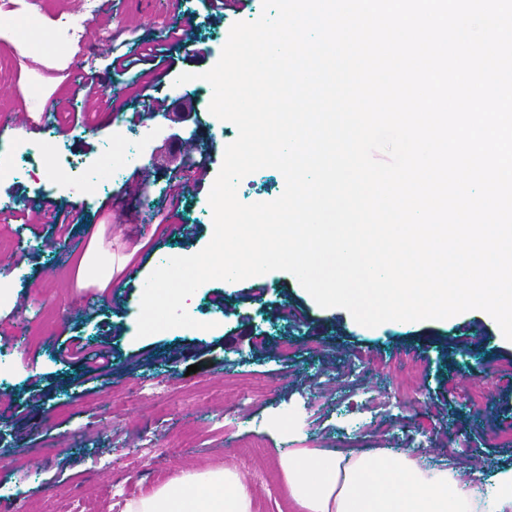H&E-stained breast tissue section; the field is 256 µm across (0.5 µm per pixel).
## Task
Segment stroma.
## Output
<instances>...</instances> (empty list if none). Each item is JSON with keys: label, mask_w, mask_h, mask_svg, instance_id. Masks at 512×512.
<instances>
[{"label": "stroma", "mask_w": 512, "mask_h": 512, "mask_svg": "<svg viewBox=\"0 0 512 512\" xmlns=\"http://www.w3.org/2000/svg\"><path fill=\"white\" fill-rule=\"evenodd\" d=\"M83 11L84 0H37L25 17L0 11V135L64 148L60 157L45 151L22 174H0V206L52 197L73 221L71 239L52 253L34 235L49 230L50 216L33 228L0 222V238L15 244L0 253L12 271L0 297V348L12 352L11 379L0 389V411H12L0 418V512H123L185 472L224 466L245 480L255 512H292L281 457L298 445L342 452L340 425L367 427L364 447L418 449L427 464H454L492 491L495 475L512 468V446L500 444L512 436V341L487 314L368 328L345 309L319 307L291 274L271 271L201 285L192 317L218 314L214 328L130 334L126 316L153 265L196 254L213 236L210 187L237 129L210 113L198 75L219 60L225 30L258 19L263 4L250 0L222 24L194 30L192 46L170 47L173 69L147 88L170 110L149 123L131 116L133 74L107 80L122 113L75 92L77 74L104 71L113 35L164 41L184 12L208 14V0H116L80 47L67 21ZM184 72L195 80L177 84ZM83 109L88 124L44 133L43 111ZM131 148L140 153L135 164L116 179L95 178L102 155ZM203 156L209 174L204 187L186 184L180 222L149 219L168 205L172 180ZM239 187L242 203L272 201L285 179L264 168ZM86 253L108 267L123 263L114 286L78 275ZM89 294L98 297L90 316ZM64 332L109 351L110 372L91 380L79 362L62 361L56 338ZM194 364L198 372L189 373ZM402 387L413 388L414 402L399 399ZM258 429L261 447H244Z\"/></svg>", "instance_id": "1"}]
</instances>
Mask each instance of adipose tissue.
Segmentation results:
<instances>
[{"mask_svg":"<svg viewBox=\"0 0 512 512\" xmlns=\"http://www.w3.org/2000/svg\"><path fill=\"white\" fill-rule=\"evenodd\" d=\"M287 498L298 512H512V469L485 495L448 469L409 452L373 448L348 454L296 448L282 458ZM125 512H254L251 493L231 468L192 471L131 500Z\"/></svg>","mask_w":512,"mask_h":512,"instance_id":"adipose-tissue-1","label":"adipose tissue"}]
</instances>
